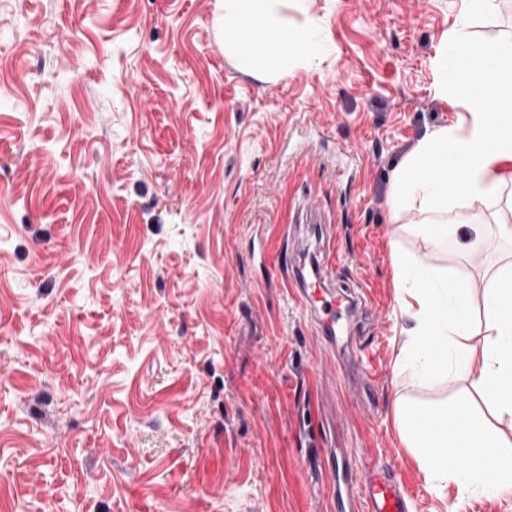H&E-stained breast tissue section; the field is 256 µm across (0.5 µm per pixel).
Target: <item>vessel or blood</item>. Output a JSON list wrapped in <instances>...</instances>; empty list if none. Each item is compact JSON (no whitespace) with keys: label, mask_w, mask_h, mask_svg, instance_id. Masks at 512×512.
Returning a JSON list of instances; mask_svg holds the SVG:
<instances>
[{"label":"vessel or blood","mask_w":512,"mask_h":512,"mask_svg":"<svg viewBox=\"0 0 512 512\" xmlns=\"http://www.w3.org/2000/svg\"><path fill=\"white\" fill-rule=\"evenodd\" d=\"M290 208L306 223L323 227V245L336 248V219L315 204L311 193L292 198ZM288 241L287 280L291 297L305 310L318 341L329 349L343 343L359 300L348 288H337L335 263L316 258L304 262V242L298 225L284 228ZM329 485L331 512H413L411 497L399 467L372 448L344 452L334 448L317 460Z\"/></svg>","instance_id":"b4317fda"}]
</instances>
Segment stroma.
Here are the masks:
<instances>
[{"label": "stroma", "instance_id": "stroma-1", "mask_svg": "<svg viewBox=\"0 0 512 512\" xmlns=\"http://www.w3.org/2000/svg\"><path fill=\"white\" fill-rule=\"evenodd\" d=\"M320 53L255 77L224 51L219 0H0V512H328L305 407L340 448L396 460L417 512H512L435 488L401 395L455 400L400 361L411 325L391 252L462 276L512 261L427 247L392 217L394 171L463 126L441 94L453 29L512 49V0H307ZM336 215L337 264L378 324L359 383L282 278L299 188ZM452 221L512 225V184ZM264 247L268 266L253 263Z\"/></svg>", "mask_w": 512, "mask_h": 512}]
</instances>
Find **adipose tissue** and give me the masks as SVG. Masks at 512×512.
I'll use <instances>...</instances> for the list:
<instances>
[{"instance_id":"obj_1","label":"adipose tissue","mask_w":512,"mask_h":512,"mask_svg":"<svg viewBox=\"0 0 512 512\" xmlns=\"http://www.w3.org/2000/svg\"><path fill=\"white\" fill-rule=\"evenodd\" d=\"M221 4L224 49L248 73L286 74L295 54L316 48L309 23L289 16L293 10L306 13V0ZM472 49L461 31L449 33L447 50L458 61L450 91L468 108L465 131L442 127L429 133L394 172L389 197L392 215L409 207L428 214V222L413 225L414 234L435 248L455 243L463 253L482 243L488 229L469 225L467 240H460L459 225L446 217L448 209L487 204L512 182V54L489 41L477 48L480 58L471 66ZM391 263L402 277V302L415 321L405 347L420 378L479 367L475 397L429 407L425 417L403 398L395 399V420L406 446L416 449L422 466L441 480L469 488L486 484L491 473L501 486L512 487V441L498 428L512 422V265L490 273L484 315L476 321L466 280L401 251L392 252ZM478 399L491 408L492 417L476 411ZM452 448L465 449L466 467L449 456Z\"/></svg>"}]
</instances>
